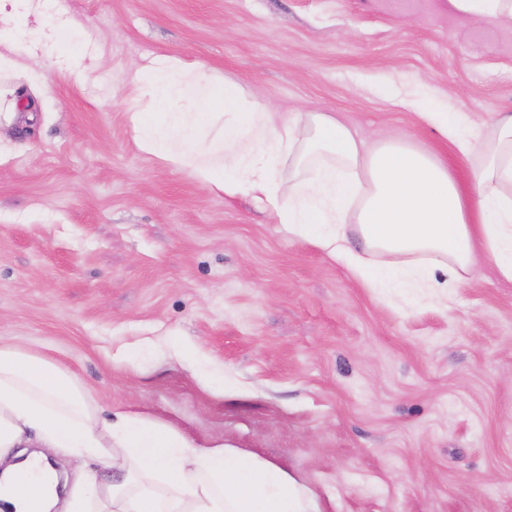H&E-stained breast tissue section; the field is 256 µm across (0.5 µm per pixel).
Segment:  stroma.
Returning <instances> with one entry per match:
<instances>
[{
	"label": "stroma",
	"instance_id": "stroma-1",
	"mask_svg": "<svg viewBox=\"0 0 512 512\" xmlns=\"http://www.w3.org/2000/svg\"><path fill=\"white\" fill-rule=\"evenodd\" d=\"M30 14L43 91L0 98V346L196 445L266 457L322 512H512V283L392 297L249 196L142 152L135 63L199 62L464 177L423 118L512 111V26L447 0H59ZM79 60L84 79L70 73Z\"/></svg>",
	"mask_w": 512,
	"mask_h": 512
}]
</instances>
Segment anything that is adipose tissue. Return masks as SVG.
I'll list each match as a JSON object with an SVG mask.
<instances>
[{
    "label": "adipose tissue",
    "instance_id": "obj_1",
    "mask_svg": "<svg viewBox=\"0 0 512 512\" xmlns=\"http://www.w3.org/2000/svg\"><path fill=\"white\" fill-rule=\"evenodd\" d=\"M453 12L512 24V0H448ZM18 0H0V77L17 66L25 33ZM146 97L132 113L142 151L194 171L212 192L250 194L289 233L376 288H425L440 299L485 260L512 283V113L489 124L429 113L468 165L459 182L443 161L412 145L364 147L319 112L284 114L254 91L175 56L137 64ZM317 163L293 182L282 165ZM354 219L356 250L345 228ZM111 467L112 480L61 487L46 452ZM0 512H320L315 495L287 470L221 444L195 447L167 425L91 400L45 356L0 346ZM28 477L32 493L18 480Z\"/></svg>",
    "mask_w": 512,
    "mask_h": 512
}]
</instances>
